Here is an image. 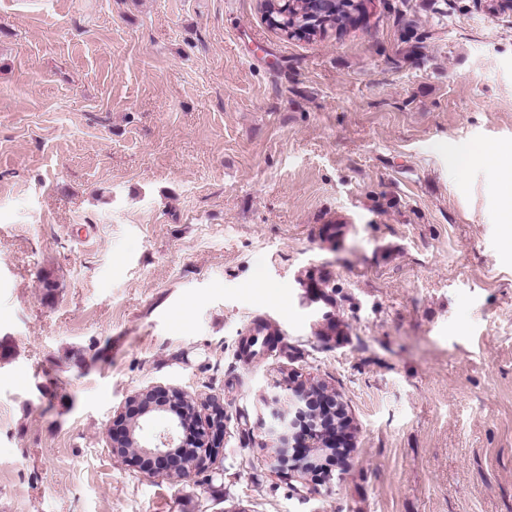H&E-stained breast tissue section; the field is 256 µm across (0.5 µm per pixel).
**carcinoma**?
Masks as SVG:
<instances>
[{
  "label": "carcinoma",
  "instance_id": "cac0c4a2",
  "mask_svg": "<svg viewBox=\"0 0 512 512\" xmlns=\"http://www.w3.org/2000/svg\"><path fill=\"white\" fill-rule=\"evenodd\" d=\"M363 8V0H264L269 26L288 39L307 41L346 31Z\"/></svg>",
  "mask_w": 512,
  "mask_h": 512
}]
</instances>
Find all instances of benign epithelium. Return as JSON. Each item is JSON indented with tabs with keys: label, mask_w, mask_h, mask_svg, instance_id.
<instances>
[{
	"label": "benign epithelium",
	"mask_w": 512,
	"mask_h": 512,
	"mask_svg": "<svg viewBox=\"0 0 512 512\" xmlns=\"http://www.w3.org/2000/svg\"><path fill=\"white\" fill-rule=\"evenodd\" d=\"M265 400L268 415L259 429L261 446L268 453L267 463L275 474L297 481L295 492L306 497L315 488L309 486L305 476L321 468L322 457L334 456L340 449L336 417L345 414L344 406L329 387L295 381L273 384ZM169 405L178 410L177 417L153 441L138 436L142 425L127 421L125 415L117 416L110 428L112 454L122 461L131 457L144 472L168 478H179L187 469H209L216 460L223 408L212 403L207 428L199 429L195 446L187 448L178 442L179 429L188 426L187 413H192V422L199 423V410H187V394L174 387L153 386L129 399L133 412L147 418L165 412Z\"/></svg>",
	"instance_id": "7a95c632"
}]
</instances>
